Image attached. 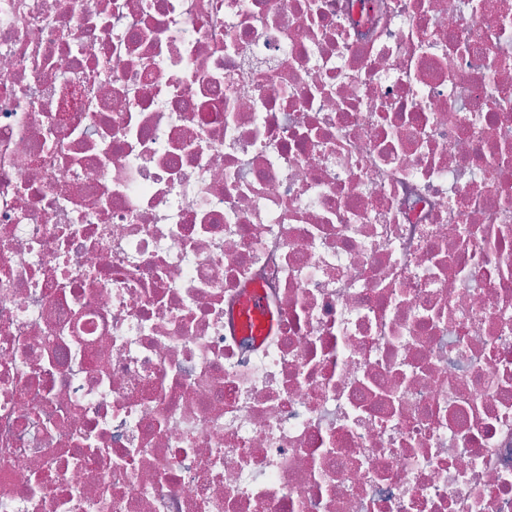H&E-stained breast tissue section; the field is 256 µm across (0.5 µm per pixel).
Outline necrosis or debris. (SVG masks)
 <instances>
[{
    "label": "necrosis or debris",
    "mask_w": 512,
    "mask_h": 512,
    "mask_svg": "<svg viewBox=\"0 0 512 512\" xmlns=\"http://www.w3.org/2000/svg\"><path fill=\"white\" fill-rule=\"evenodd\" d=\"M0 512H512V7L0 0ZM245 322L251 333L257 336L268 335L273 325V319L269 315L265 300L259 292H249L243 302Z\"/></svg>",
    "instance_id": "obj_1"
}]
</instances>
